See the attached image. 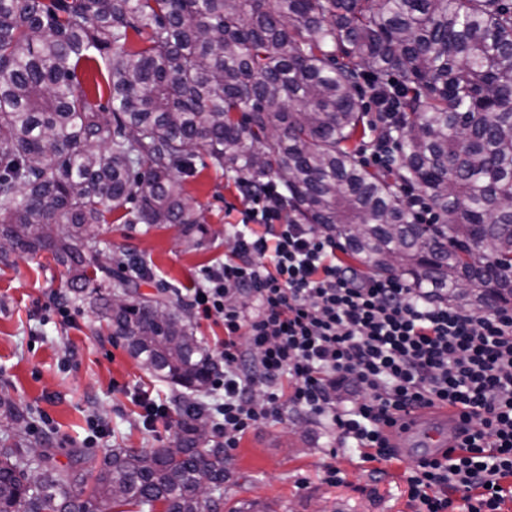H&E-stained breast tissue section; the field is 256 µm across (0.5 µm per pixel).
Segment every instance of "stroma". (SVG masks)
Returning a JSON list of instances; mask_svg holds the SVG:
<instances>
[{"label": "stroma", "mask_w": 512, "mask_h": 512, "mask_svg": "<svg viewBox=\"0 0 512 512\" xmlns=\"http://www.w3.org/2000/svg\"><path fill=\"white\" fill-rule=\"evenodd\" d=\"M184 183L205 217L206 235L187 237L176 224L119 221L99 233L114 272L126 273L130 257L143 260L139 294L172 305L175 289L193 287L205 267L231 255L230 226L242 209L235 175L207 156L193 158ZM66 281L65 268L45 252L0 262V400L25 411V442L47 449L62 469L77 451L92 468L108 448L169 444L176 430L162 419L147 422L140 398L149 395L173 412L185 388L142 369L89 305L74 299ZM96 425L102 437H94ZM231 456L225 512H413L408 460L383 463L382 478L374 479L373 463L357 449L292 411L248 431ZM330 466L339 471L337 482L327 479Z\"/></svg>", "instance_id": "35a3bbf8"}]
</instances>
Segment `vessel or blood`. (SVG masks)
I'll list each match as a JSON object with an SVG mask.
<instances>
[{"instance_id":"b4317fda","label":"vessel or blood","mask_w":512,"mask_h":512,"mask_svg":"<svg viewBox=\"0 0 512 512\" xmlns=\"http://www.w3.org/2000/svg\"><path fill=\"white\" fill-rule=\"evenodd\" d=\"M461 428L459 410L444 407L434 426L415 417L408 420L406 429L391 428L389 438L396 454L423 461L444 456L448 449L458 446L463 438Z\"/></svg>"}]
</instances>
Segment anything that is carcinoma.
Segmentation results:
<instances>
[{"label":"carcinoma","instance_id":"obj_1","mask_svg":"<svg viewBox=\"0 0 512 512\" xmlns=\"http://www.w3.org/2000/svg\"><path fill=\"white\" fill-rule=\"evenodd\" d=\"M145 46L127 49L130 33ZM105 59L108 99L79 70ZM398 75L392 124L368 118L360 80ZM397 138L371 171L350 147ZM208 156L241 179L276 180L288 220L344 240L368 275L478 312L512 304V4L508 0H0V261L46 251L143 369L208 389L214 364L187 314L135 297L98 261L99 229L200 230L182 174ZM436 213L431 249L399 185ZM22 431L26 415L0 400ZM173 444L110 448L62 470L0 445V512H221L224 446L177 411ZM92 481L88 497L72 487Z\"/></svg>","mask_w":512,"mask_h":512}]
</instances>
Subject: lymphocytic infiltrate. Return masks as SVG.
<instances>
[{"instance_id": "obj_1", "label": "lymphocytic infiltrate", "mask_w": 512, "mask_h": 512, "mask_svg": "<svg viewBox=\"0 0 512 512\" xmlns=\"http://www.w3.org/2000/svg\"><path fill=\"white\" fill-rule=\"evenodd\" d=\"M234 255L202 270L184 301L224 325V369L208 407L225 450L292 410L326 419L342 444L389 461L399 414L444 403L467 434L442 460L410 466L415 512H502L512 476V307L474 313L397 276L338 265L333 234L290 223L272 182L240 183ZM260 224L264 234L246 233ZM459 500H452V493Z\"/></svg>"}]
</instances>
